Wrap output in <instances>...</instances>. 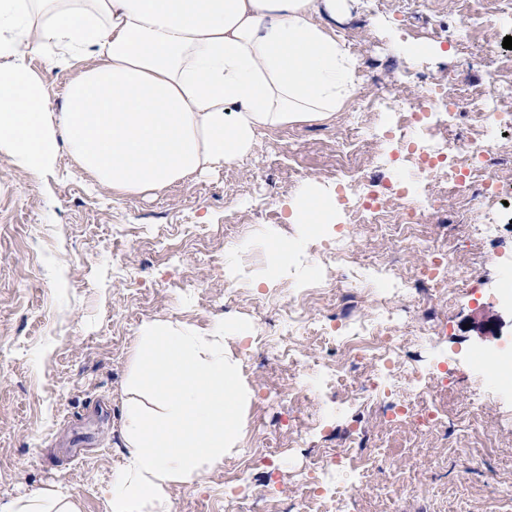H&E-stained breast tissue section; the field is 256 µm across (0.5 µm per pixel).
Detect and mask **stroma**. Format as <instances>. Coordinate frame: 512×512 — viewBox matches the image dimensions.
Returning a JSON list of instances; mask_svg holds the SVG:
<instances>
[{
    "mask_svg": "<svg viewBox=\"0 0 512 512\" xmlns=\"http://www.w3.org/2000/svg\"><path fill=\"white\" fill-rule=\"evenodd\" d=\"M464 9L474 34L454 48L447 38ZM323 18L358 61L355 96L386 85L413 101L438 84L463 99L451 124L427 134L461 159L491 145L484 175L503 195L472 205L496 224L495 237L460 247L457 197L438 174L404 162L408 147L385 108L288 125L232 167L119 200L67 157L33 173L0 154V503L60 490L76 496L80 512H107L104 491L126 465L123 419L140 329L172 322L200 332L223 326L224 351L248 398L223 464L168 485L155 512H224V481L247 456L238 512H299L304 475L345 452L369 463L342 469L344 497L315 501L316 512H512L504 494L512 487V385L489 382L472 360L477 352L512 360V138L475 119L512 69V50L502 46L512 20L495 0H426L420 12L406 0H340ZM488 42L497 50L483 62ZM497 100L512 114V98ZM342 142L365 183L442 197L443 210L413 233L440 247L448 265L472 269L459 294L421 288L391 304L393 367L413 371L444 353L457 360L454 377L368 403L360 399L368 362L354 364L343 384L322 382L342 348L288 333L298 289L317 294L306 314L332 331L345 316L374 312L357 284L386 288L373 275L375 260L412 274L391 237L351 222L348 191L336 179ZM308 181L335 194L334 223H291ZM343 236L352 252L338 265L330 253ZM280 242L294 249L285 273L274 256ZM241 324L248 336H237ZM287 346L304 366L277 357ZM397 404L435 414L438 427L388 422Z\"/></svg>",
    "mask_w": 512,
    "mask_h": 512,
    "instance_id": "1",
    "label": "stroma"
}]
</instances>
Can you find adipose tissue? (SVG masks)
<instances>
[{
    "label": "adipose tissue",
    "mask_w": 512,
    "mask_h": 512,
    "mask_svg": "<svg viewBox=\"0 0 512 512\" xmlns=\"http://www.w3.org/2000/svg\"><path fill=\"white\" fill-rule=\"evenodd\" d=\"M336 0H0V153L40 172L67 151L113 196L162 191L254 152L267 131L326 121L354 66L324 25ZM72 73L51 110L30 65ZM314 184L294 219L328 224ZM124 423L127 465L110 512H144L216 466L240 433L224 333L147 325Z\"/></svg>",
    "instance_id": "obj_1"
}]
</instances>
